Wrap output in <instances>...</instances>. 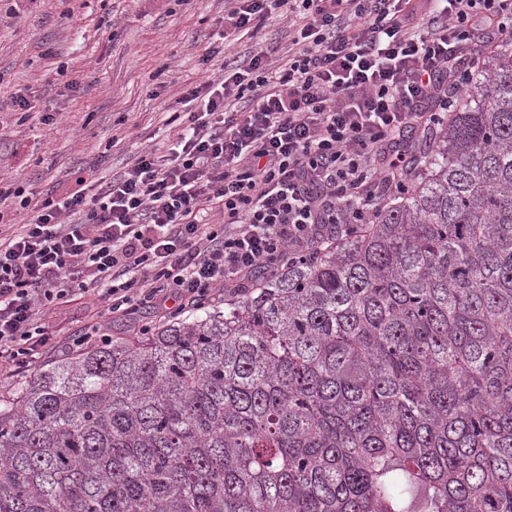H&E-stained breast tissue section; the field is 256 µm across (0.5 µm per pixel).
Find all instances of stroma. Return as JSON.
Returning <instances> with one entry per match:
<instances>
[{"mask_svg": "<svg viewBox=\"0 0 512 512\" xmlns=\"http://www.w3.org/2000/svg\"><path fill=\"white\" fill-rule=\"evenodd\" d=\"M16 12L0 24V185L39 197L88 174L119 177L147 148L168 154L183 88L259 48L276 63L288 54L287 17L250 39L228 36L224 0H17ZM172 318L151 307L118 318L77 296L47 320L62 355L88 324L119 340Z\"/></svg>", "mask_w": 512, "mask_h": 512, "instance_id": "1", "label": "stroma"}]
</instances>
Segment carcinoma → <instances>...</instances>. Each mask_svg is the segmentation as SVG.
<instances>
[{"mask_svg":"<svg viewBox=\"0 0 512 512\" xmlns=\"http://www.w3.org/2000/svg\"><path fill=\"white\" fill-rule=\"evenodd\" d=\"M422 180L224 310L0 392V512H512V38Z\"/></svg>","mask_w":512,"mask_h":512,"instance_id":"obj_1","label":"carcinoma"}]
</instances>
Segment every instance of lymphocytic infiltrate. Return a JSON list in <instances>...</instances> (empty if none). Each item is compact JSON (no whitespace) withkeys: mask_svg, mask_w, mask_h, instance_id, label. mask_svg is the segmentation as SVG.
<instances>
[{"mask_svg":"<svg viewBox=\"0 0 512 512\" xmlns=\"http://www.w3.org/2000/svg\"><path fill=\"white\" fill-rule=\"evenodd\" d=\"M226 2L225 27L246 35L294 14L284 67L259 50L187 87L171 155L144 151L94 195L0 189L33 214L0 241V364L22 370L53 347L41 317L75 295L128 318L199 309L368 223L419 175L404 135L424 106L460 94L465 57L512 31V0Z\"/></svg>","mask_w":512,"mask_h":512,"instance_id":"f902f5d3","label":"lymphocytic infiltrate"}]
</instances>
